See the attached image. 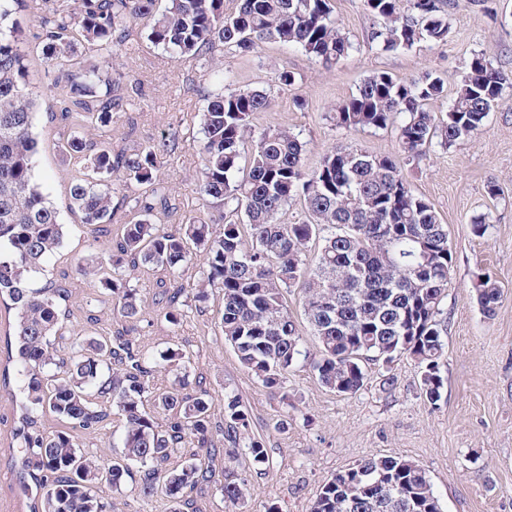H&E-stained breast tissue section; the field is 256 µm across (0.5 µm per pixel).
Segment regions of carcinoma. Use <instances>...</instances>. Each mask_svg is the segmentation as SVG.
I'll return each mask as SVG.
<instances>
[{
	"mask_svg": "<svg viewBox=\"0 0 512 512\" xmlns=\"http://www.w3.org/2000/svg\"><path fill=\"white\" fill-rule=\"evenodd\" d=\"M364 2L378 20L368 44L382 52L448 39L453 0ZM24 6L26 0H0V304L15 315L6 340L19 408L12 440L29 512H112L101 486L119 492L133 479L142 500L161 495L168 512H195L194 493L214 481V457L221 453L227 465L220 491L237 505L248 493L247 478L234 467L238 449L245 448L248 467L256 471L271 464L263 439L248 434L249 416L237 395L225 396L219 424L209 392L192 386L190 357L180 348L143 349L124 329L88 335L69 350L56 343L69 314V276L35 283L62 248L65 229L35 175L32 56L26 34L11 20ZM142 19L150 21L146 39L152 46L178 61L206 65L205 79L218 86L208 94L199 130V195L209 221L190 218L174 232L150 216L169 209L170 191L155 172L177 150L179 135L167 134L158 150L112 151V113L133 109L138 90L112 73L107 57L129 43ZM34 39L58 72L60 160L79 154L89 171L69 187L70 211L107 233L119 211L112 182L137 188L123 196L134 217L120 225L107 259L75 267L101 282L123 318L135 320L145 307L131 285L141 267L167 273L162 317L173 326L183 317L186 292L205 303L220 290L225 343L265 389L285 400L286 375L306 356L285 301V293L297 288L318 340L311 366L324 387L353 395L365 384L363 362L389 364L407 355L421 368L423 396L438 405L444 387L441 303L453 255L432 205L412 192L388 156L333 149L308 168L306 144L286 128L260 134L243 155L253 116L268 111L272 98L264 90L234 87L224 55L256 52L276 41L323 65L340 62L353 43L330 0H238L230 15L224 0H167L162 10L158 0H42ZM508 91L512 71L477 55L441 117L427 108L444 92L441 77L398 81L376 72L336 106L334 120L347 130L396 127L403 158L413 161L482 131ZM296 203L305 219L289 223L283 216ZM313 243L318 251L309 264ZM199 255L198 277L186 287L179 279ZM474 288L482 312L492 315L501 289L480 277ZM162 371L173 380L155 389L151 379ZM108 403L125 418L115 458L89 455L71 433L46 429L45 418L53 415L74 431L95 433L109 416ZM221 438L228 447L218 446ZM310 512L442 507L425 470L390 455L337 472L316 493Z\"/></svg>",
	"mask_w": 512,
	"mask_h": 512,
	"instance_id": "carcinoma-1",
	"label": "carcinoma"
}]
</instances>
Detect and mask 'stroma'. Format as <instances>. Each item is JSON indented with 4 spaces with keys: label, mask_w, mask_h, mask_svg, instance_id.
<instances>
[{
    "label": "stroma",
    "mask_w": 512,
    "mask_h": 512,
    "mask_svg": "<svg viewBox=\"0 0 512 512\" xmlns=\"http://www.w3.org/2000/svg\"><path fill=\"white\" fill-rule=\"evenodd\" d=\"M331 4L354 45L351 55L334 66H322L300 49L274 42L255 53L224 57L237 87L273 96L270 111L255 116L252 136L290 129L306 144L308 167H316L335 148L398 154L395 128L349 131L333 119L335 105L355 93L372 73L385 71L401 81L428 73L441 76L444 95L429 107L444 113L475 54H485L494 66L512 71V0H458L448 18L447 42H422L389 53L371 49L367 42L374 19L364 0ZM111 63L113 72L138 87L137 110L113 116V150L155 146L171 131L182 138L175 157L166 159L157 172L173 195L172 210L157 213V224L174 231L189 218L206 220L199 199V145L192 139L210 88L203 67L175 61L143 37L135 50L116 51ZM278 69L294 72L295 85L276 83ZM51 80L41 58H34L32 81L40 95L36 173L67 226L63 247L47 264L49 277L70 274V316L61 345L90 328L107 334L126 326L139 345L156 350L173 344L182 347L190 356L192 376L204 377L216 412H223L225 395H237L249 412L250 434L264 439L272 459L270 469L248 472L249 493L235 506L225 503L218 488L224 480V461L216 459L215 484L197 496V512H267L273 503L281 512H310L316 492L332 475L358 461L388 455L413 460L426 471L444 512H512V101L491 112L478 136L448 150L433 148L421 160L402 166L414 194L428 200L446 224L453 254L442 303L445 383L438 405L424 398L420 370L406 356L388 365H368L367 381L355 395L325 388L310 366L318 342L295 289L287 295L288 309L300 324L308 357L289 372L288 399L283 402L263 388L225 345L219 321L221 294L211 295L203 309L188 305L180 324L169 325L154 303L165 273L145 268L133 284L147 304L129 324L97 280L75 274L78 261L109 254L112 238L92 233L68 211L69 185L83 175L85 164L77 156L64 163L59 160L61 121ZM479 214L490 220L481 237L471 227ZM482 274L491 276L502 291L490 317L481 312L473 288ZM14 415L8 390L0 386V512H28L17 473L8 465ZM281 417L287 418L288 428L278 433L271 424ZM122 426L121 415L111 411L105 429L79 434L78 441L90 455L118 456Z\"/></svg>",
    "instance_id": "stroma-1"
}]
</instances>
